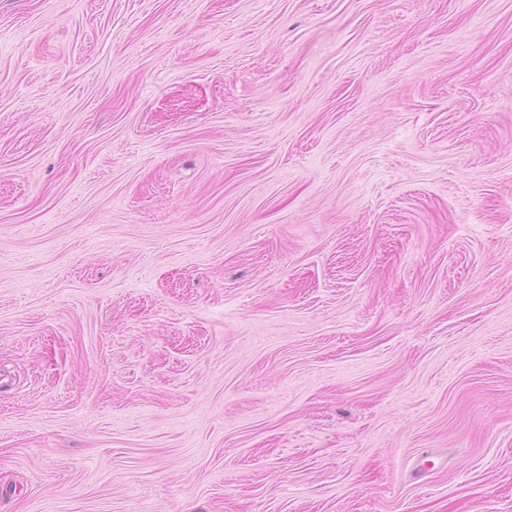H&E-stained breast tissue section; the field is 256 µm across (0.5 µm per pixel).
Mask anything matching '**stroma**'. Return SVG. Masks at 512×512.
Instances as JSON below:
<instances>
[{
    "instance_id": "35a3bbf8",
    "label": "stroma",
    "mask_w": 512,
    "mask_h": 512,
    "mask_svg": "<svg viewBox=\"0 0 512 512\" xmlns=\"http://www.w3.org/2000/svg\"><path fill=\"white\" fill-rule=\"evenodd\" d=\"M0 512H512V0H0Z\"/></svg>"
}]
</instances>
